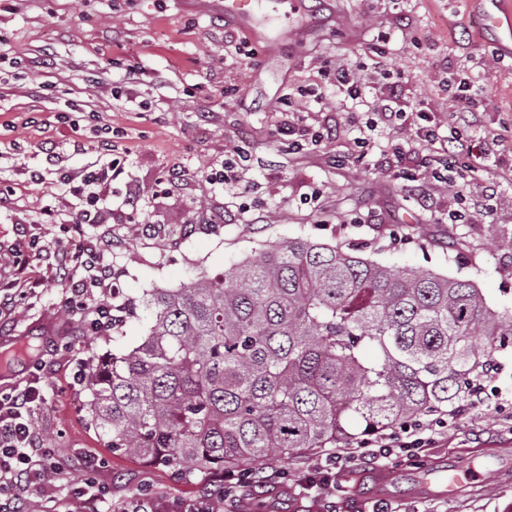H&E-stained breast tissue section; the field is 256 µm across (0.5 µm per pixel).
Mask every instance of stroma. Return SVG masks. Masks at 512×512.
Returning <instances> with one entry per match:
<instances>
[{"instance_id":"stroma-1","label":"stroma","mask_w":512,"mask_h":512,"mask_svg":"<svg viewBox=\"0 0 512 512\" xmlns=\"http://www.w3.org/2000/svg\"><path fill=\"white\" fill-rule=\"evenodd\" d=\"M223 0H0V285L27 298L0 323V338L25 337L41 348L36 375L48 393L34 427L56 449L72 477L87 454L107 459L100 479L110 512H122L141 484L170 501L206 493L209 475L178 473L112 454L87 420L88 392L75 384L90 360L139 343L153 320L143 296L175 288L195 274L220 273L266 246L304 238L394 268L412 267L471 281L487 304L512 312V64L486 65L489 36L469 0H306L302 37L287 19L275 41L253 39L225 20ZM51 68H43L44 56ZM410 80L411 103L448 122L450 73L466 71L491 101L485 135H501L484 186L458 203L443 182L418 186L385 164L401 134L374 131L353 148L360 115L336 109L333 68L358 73L369 89L383 84L377 62ZM90 103L112 128L116 153L138 183L157 229L88 224L82 244L111 264L125 315L116 332H93L68 308L50 253L67 240L60 223L73 201L46 161L54 148L64 167L97 157L86 124L59 121L65 103ZM300 124L333 128L331 138L298 153L281 130ZM81 150H73V142ZM245 144V195L201 177ZM41 172L34 180L32 172ZM60 221L45 224L41 210ZM311 454L271 452L256 470L287 472V481L247 489L238 512H369L374 469L340 470L345 495L334 505L295 495L292 485L314 463ZM461 462L479 480L456 498L415 495L418 465ZM421 464L394 467L389 504L400 512H512V404L475 409L438 435Z\"/></svg>"}]
</instances>
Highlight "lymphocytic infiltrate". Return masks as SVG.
<instances>
[{
  "label": "lymphocytic infiltrate",
  "mask_w": 512,
  "mask_h": 512,
  "mask_svg": "<svg viewBox=\"0 0 512 512\" xmlns=\"http://www.w3.org/2000/svg\"><path fill=\"white\" fill-rule=\"evenodd\" d=\"M335 77L339 94L337 110L352 112L357 105L366 104L370 113L365 123L367 130H376L382 122L395 125L397 130L408 132L409 144L427 152V173L434 175L441 169L451 172L462 194L480 187L485 171L483 161L497 152L500 140L487 136L480 142H472L469 131L477 126L481 113L488 111L490 103L483 95L473 92L469 78L459 80V92L448 107V134L443 137L437 126L408 122L407 78H400L369 102L365 99L364 83L355 79L350 69L337 67ZM112 151L111 140L102 139L94 162L64 175L68 193L79 204L68 226L69 233L82 234L84 225L95 223L103 203L104 187L112 185L123 174L124 164L113 157ZM56 266L62 270L68 284L73 312L88 318L94 331L110 328L114 310L110 265L91 259L83 249L59 252ZM45 399V391L32 385L0 394V512H26V495L34 489L46 493L52 502L79 505L81 512H101L100 506L107 499L106 489L99 481L104 462L94 456L85 457L81 479H68L55 449L46 445L33 427L34 410ZM458 414V409L453 408L434 418L412 421L388 432L370 433L351 448L325 450L300 478L299 486L315 499L335 496L341 490L336 483L337 470L351 467L362 459L374 467L384 468L393 460L419 457L432 446L438 429L456 419ZM252 483L250 473L228 471L221 478L218 495L207 493L172 506L141 491L134 495L130 512H215L216 499L235 503L238 490Z\"/></svg>",
  "instance_id": "lymphocytic-infiltrate-1"
}]
</instances>
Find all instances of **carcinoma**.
I'll use <instances>...</instances> for the list:
<instances>
[{
	"instance_id": "cac0c4a2",
	"label": "carcinoma",
	"mask_w": 512,
	"mask_h": 512,
	"mask_svg": "<svg viewBox=\"0 0 512 512\" xmlns=\"http://www.w3.org/2000/svg\"><path fill=\"white\" fill-rule=\"evenodd\" d=\"M146 304L143 341L92 363L87 418L112 451L191 474L339 448L354 420L383 431L444 412L512 344V313L473 283L306 239Z\"/></svg>"
}]
</instances>
